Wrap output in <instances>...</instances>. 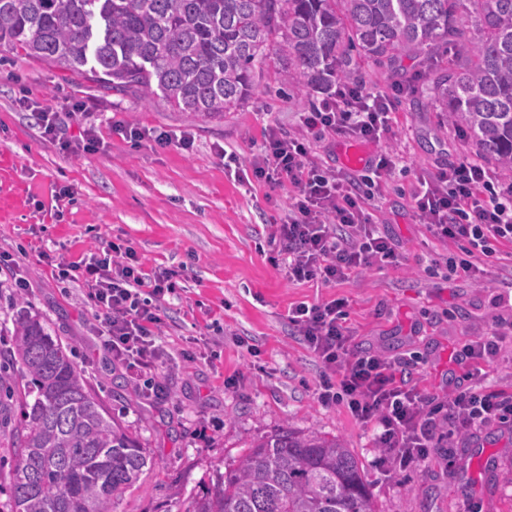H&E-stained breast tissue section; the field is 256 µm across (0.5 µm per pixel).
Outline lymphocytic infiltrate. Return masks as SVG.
Here are the masks:
<instances>
[{"mask_svg":"<svg viewBox=\"0 0 512 512\" xmlns=\"http://www.w3.org/2000/svg\"><path fill=\"white\" fill-rule=\"evenodd\" d=\"M81 102L67 99L41 109L38 122L49 140L74 153H93L102 140L95 125L81 122ZM393 123L390 95L359 84H345L300 115V133L269 127L257 160L243 164L224 154V171L240 183L258 181L293 189L288 219L271 240L289 282L335 283L352 273L396 263L393 240L372 224L367 208L381 180L398 158L382 153L359 172H329L311 155L308 135L338 133L374 141ZM413 209L426 231L458 249L434 261L430 272L453 280L484 284L505 246L512 245V179L480 159L464 157L420 179ZM58 276L87 290L102 345L126 367L132 381L144 382L148 396L165 395L150 379L163 358L161 303L175 294L169 270L145 272L135 250L112 241L79 260L55 258ZM346 303H299L288 321L322 364L317 400L345 405L358 421L371 425L381 462L403 472L433 454L454 448L456 440L475 437L487 424L512 421V393L485 392L454 382L447 395L431 396L408 383L404 363L378 354L351 355L352 332Z\"/></svg>","mask_w":512,"mask_h":512,"instance_id":"1","label":"lymphocytic infiltrate"}]
</instances>
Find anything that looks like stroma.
Segmentation results:
<instances>
[{
  "label": "stroma",
  "instance_id": "1",
  "mask_svg": "<svg viewBox=\"0 0 512 512\" xmlns=\"http://www.w3.org/2000/svg\"><path fill=\"white\" fill-rule=\"evenodd\" d=\"M426 83L418 77L416 92L396 99L392 128L365 145L369 155L393 152L404 161L368 209L371 222L398 242L399 264L335 284H293L270 262L267 242L272 225L288 219L290 187L239 183L225 175L217 151L250 159L267 127L298 132L300 113L321 94L289 85L273 66L243 108L206 119L0 48V253L28 281L20 294L0 272V365L13 346L20 297L71 346L98 400L153 459L138 484L113 500L112 512H187L254 440L288 425L343 439L365 471L376 512H512V425L490 423L474 443L455 449L454 462L434 455L387 474L371 427L344 406L317 402L320 363L288 323L299 303L346 299L352 351L413 362V385L440 396L449 378L467 372L455 361L461 347L496 332L498 353L478 363L474 379L486 391H512V273L492 270L480 288L427 272L454 246L419 224L411 192L419 177L474 150L434 112ZM25 96L43 108L64 98L83 102L84 120L98 126L103 146L93 154L63 151L20 105ZM115 119L191 131L194 147L131 146L113 134ZM116 239L136 250L145 269L179 274L180 291L161 308V401L113 362L83 289L59 280L43 259L75 260Z\"/></svg>",
  "mask_w": 512,
  "mask_h": 512
}]
</instances>
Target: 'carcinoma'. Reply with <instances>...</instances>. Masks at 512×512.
Masks as SVG:
<instances>
[{"label": "carcinoma", "instance_id": "obj_1", "mask_svg": "<svg viewBox=\"0 0 512 512\" xmlns=\"http://www.w3.org/2000/svg\"><path fill=\"white\" fill-rule=\"evenodd\" d=\"M0 46L208 118L248 102L272 53L289 84L320 92L365 60L410 85L413 58L435 111L512 177V0H0ZM13 339L22 384L0 372V447L13 456L0 512H112L145 449L23 307ZM191 512L375 509L341 440L289 426L217 474Z\"/></svg>", "mask_w": 512, "mask_h": 512}]
</instances>
